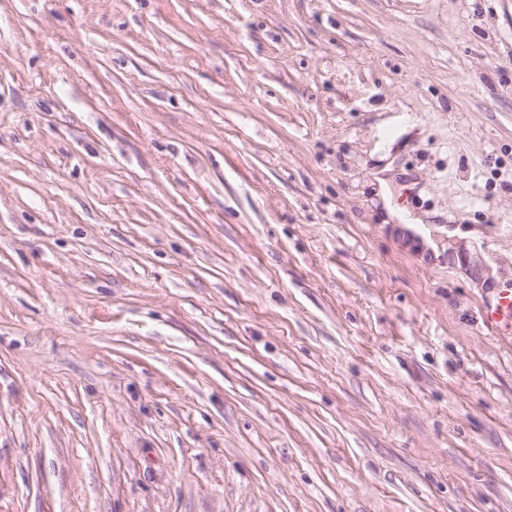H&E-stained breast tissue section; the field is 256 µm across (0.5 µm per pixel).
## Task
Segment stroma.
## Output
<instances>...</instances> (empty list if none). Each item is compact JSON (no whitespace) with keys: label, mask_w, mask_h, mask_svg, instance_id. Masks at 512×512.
<instances>
[{"label":"stroma","mask_w":512,"mask_h":512,"mask_svg":"<svg viewBox=\"0 0 512 512\" xmlns=\"http://www.w3.org/2000/svg\"><path fill=\"white\" fill-rule=\"evenodd\" d=\"M500 290L512 0H0V512H512Z\"/></svg>","instance_id":"obj_1"}]
</instances>
